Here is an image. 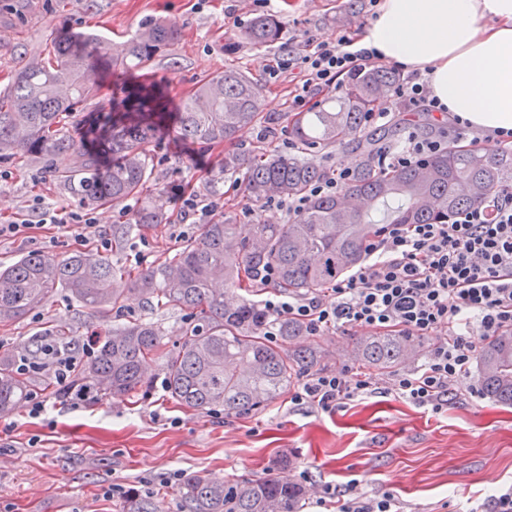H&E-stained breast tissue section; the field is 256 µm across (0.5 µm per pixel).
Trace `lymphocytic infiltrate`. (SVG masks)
Returning a JSON list of instances; mask_svg holds the SVG:
<instances>
[{
    "mask_svg": "<svg viewBox=\"0 0 512 512\" xmlns=\"http://www.w3.org/2000/svg\"><path fill=\"white\" fill-rule=\"evenodd\" d=\"M376 49L360 44L344 30L333 40L309 41L304 53H285L277 73L292 74L291 108L304 112L323 92L339 89L343 77L376 64ZM427 78L410 72L392 91L383 109L368 113L370 123L391 120L400 112L442 111ZM477 145L494 142L512 147V131L473 130L449 116L444 130L427 134L407 129L396 147H380L375 163L382 168L408 167L444 152L453 140ZM355 173L351 167L329 168L309 196H335ZM309 196L272 197L267 207L298 218ZM95 217L80 209L64 210L35 197L27 209L0 222V241L53 224L64 231L83 230ZM367 260L328 288L307 294L271 293L263 302L271 323L293 320L309 335L356 328L401 336L434 337L423 363L378 376L346 368L306 375L294 390V405L329 412L336 406L375 393L441 411L466 385L481 345L512 333V188L497 193L490 205L468 208L444 224H385L369 240ZM317 506L334 512H404L388 493L370 494L350 483L320 488Z\"/></svg>",
    "mask_w": 512,
    "mask_h": 512,
    "instance_id": "f902f5d3",
    "label": "lymphocytic infiltrate"
}]
</instances>
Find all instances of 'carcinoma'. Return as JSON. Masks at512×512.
<instances>
[{
  "instance_id": "1",
  "label": "carcinoma",
  "mask_w": 512,
  "mask_h": 512,
  "mask_svg": "<svg viewBox=\"0 0 512 512\" xmlns=\"http://www.w3.org/2000/svg\"><path fill=\"white\" fill-rule=\"evenodd\" d=\"M180 28L171 22L144 24L118 50L120 61L141 66L173 45ZM243 37L258 46L280 42L282 30L272 15H258ZM400 74L372 65L347 78L343 95L315 112L296 113L291 134L303 147L324 149L360 143L369 112L383 108ZM96 87L86 59L66 44L52 46L47 55L18 57L10 85L0 92V160L28 155L49 162L59 154L75 158V166L58 172L57 180L70 193L93 203H120L143 190L152 168L144 149L162 118L158 98L145 94L116 121L120 126L106 139L108 149L121 157L105 177H96L97 157L84 150L67 131L72 113L90 99ZM262 91L242 71L226 68L205 79L182 105L180 131L184 138L208 143L233 139L239 128L261 118ZM360 161L346 197H313L302 215L288 224L259 218L249 234L237 233L233 219L220 217L202 225L163 261L145 269L115 266L104 255L78 252L59 259L32 252L0 265V324L46 307L65 290L79 305L96 311L114 307L124 291L146 303L200 314L168 347L159 325L136 320L106 334L92 346L87 368L103 396H128L149 381L155 364L164 374L170 397L197 410L224 408V413L249 415L277 400L302 373L318 369L325 353L319 345L291 348L307 335L295 322L276 326V341L255 296L265 289L257 279L264 268L275 270L274 286L285 293L304 294L324 288L365 258V245L378 232L364 221L363 206L397 199L392 224H443L448 217L486 203L500 189L512 187V148L487 151L453 145L419 166L375 168L369 146L360 147ZM247 166L245 189L259 203L271 196L304 195L321 176L315 163L288 154H257L247 160L238 152L224 153V171ZM167 223L159 198L145 199L127 227L112 233V250L122 249L125 235L137 227ZM128 282L124 290L115 287ZM245 287L253 298L232 305L224 288ZM72 356L84 354V343L73 328L56 325L0 351V412L12 408L32 391L50 385L47 346ZM413 352L411 339L391 333H371L351 343L352 357L364 367L391 371ZM478 372L484 393L512 405V335L486 345ZM178 494L181 512H302L299 486L274 477L220 479L194 475L183 481Z\"/></svg>"
}]
</instances>
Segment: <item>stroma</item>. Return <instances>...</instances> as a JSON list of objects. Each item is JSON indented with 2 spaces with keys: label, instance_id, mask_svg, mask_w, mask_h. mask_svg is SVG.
<instances>
[{
  "label": "stroma",
  "instance_id": "stroma-1",
  "mask_svg": "<svg viewBox=\"0 0 512 512\" xmlns=\"http://www.w3.org/2000/svg\"><path fill=\"white\" fill-rule=\"evenodd\" d=\"M266 14L279 20L283 38L270 47L245 42L242 33L255 17L253 0H0V89L10 76L19 49L44 52L64 40L98 61L97 93L68 125L69 134L86 141L97 113L124 112L127 93L143 87L160 96L164 120L149 138L146 150L153 175L142 196L162 199L175 215L181 191L219 198L222 211L240 226L259 217L288 223L286 212L264 208L245 192L244 172L221 169L225 150L245 154L274 151L256 138L257 128H242L224 146L183 139L178 112L183 100L202 80L234 67L256 81L265 112L288 125L293 112L287 75L271 78L286 48L304 52L313 39L336 38L340 29L362 33L374 20L368 0H271ZM148 20L175 22L177 42L144 66L128 69L113 54ZM121 92L109 95L108 79ZM67 155L40 163L24 157L0 160V216L22 211L35 195L51 203L85 207L96 219L82 237L46 226L36 242H0V262L38 250L59 258L97 247L98 234L129 223L127 203L83 205L60 185L56 171L69 168ZM180 242L170 225L132 231L121 251L110 252L113 264L134 266L135 255L154 264L173 255ZM73 324L80 336L112 331L135 319L157 323L166 343L193 321L190 312L148 305L134 294L122 307L92 313L79 308L68 292H58L46 309L31 311L0 326V351L13 348L44 330L49 320ZM354 332L332 329L301 338L297 347L319 344L326 352L323 369L353 366L346 346ZM40 415L31 403L19 401L0 416V512H127L129 491L150 497L155 512H181L176 487H165L173 474L219 478L275 476L303 487L346 486L363 481L367 490L387 492L407 512H469L493 491L512 485V407L487 396H458L447 410L434 414L390 395L373 394L324 413L294 406L289 394L246 416L196 410L176 404L160 371L130 397L101 395L65 402L47 392Z\"/></svg>",
  "mask_w": 512,
  "mask_h": 512
}]
</instances>
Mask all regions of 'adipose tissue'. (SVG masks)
Masks as SVG:
<instances>
[{
    "mask_svg": "<svg viewBox=\"0 0 512 512\" xmlns=\"http://www.w3.org/2000/svg\"><path fill=\"white\" fill-rule=\"evenodd\" d=\"M470 126L512 130V0H379L360 36Z\"/></svg>",
    "mask_w": 512,
    "mask_h": 512,
    "instance_id": "ef3b65f1",
    "label": "adipose tissue"
}]
</instances>
